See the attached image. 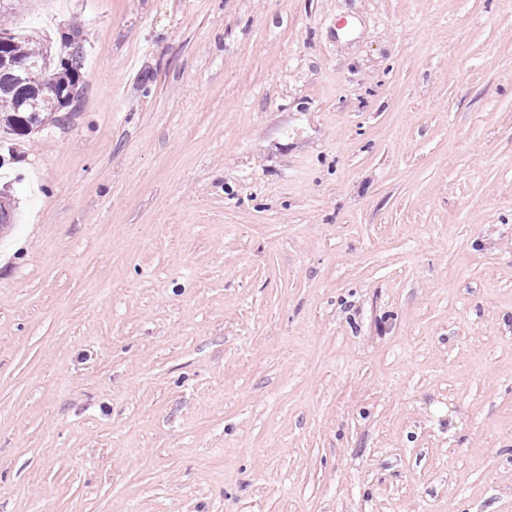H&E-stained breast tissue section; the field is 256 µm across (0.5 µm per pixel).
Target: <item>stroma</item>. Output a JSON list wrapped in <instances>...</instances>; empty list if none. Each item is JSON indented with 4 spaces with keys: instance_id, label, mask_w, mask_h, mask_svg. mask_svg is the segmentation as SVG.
I'll list each match as a JSON object with an SVG mask.
<instances>
[{
    "instance_id": "stroma-1",
    "label": "stroma",
    "mask_w": 512,
    "mask_h": 512,
    "mask_svg": "<svg viewBox=\"0 0 512 512\" xmlns=\"http://www.w3.org/2000/svg\"><path fill=\"white\" fill-rule=\"evenodd\" d=\"M0 512H512V0H14ZM0 32L14 34L8 48L3 50L1 47L10 41L11 34H0L1 71L17 72L22 66L7 54L22 59L27 64L21 79H15L6 72H0V126L2 128L4 125L7 130L17 136H26L42 125L45 114L61 112L77 100L86 50L77 37L76 41L73 38L64 37L57 53V62H55L52 49V57L47 56L48 43L34 41L30 36L16 33L12 28H0ZM61 59H64L63 63ZM52 77L56 78L59 85L76 88L75 95L66 101L59 98L36 97L37 90Z\"/></svg>"
}]
</instances>
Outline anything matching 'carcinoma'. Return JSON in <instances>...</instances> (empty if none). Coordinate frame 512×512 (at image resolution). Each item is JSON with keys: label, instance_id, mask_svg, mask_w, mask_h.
<instances>
[{"label": "carcinoma", "instance_id": "carcinoma-1", "mask_svg": "<svg viewBox=\"0 0 512 512\" xmlns=\"http://www.w3.org/2000/svg\"><path fill=\"white\" fill-rule=\"evenodd\" d=\"M8 32L13 37L5 53L24 60L27 69L19 79L0 72V126L17 136H26L42 125L44 115L60 112L77 100L75 96L66 101L42 99L36 92L53 77L60 85L80 88L86 50L82 42L65 37L57 56L49 57L48 44L16 33L12 28ZM16 217V206L9 194L0 191V229L11 226Z\"/></svg>", "mask_w": 512, "mask_h": 512}]
</instances>
